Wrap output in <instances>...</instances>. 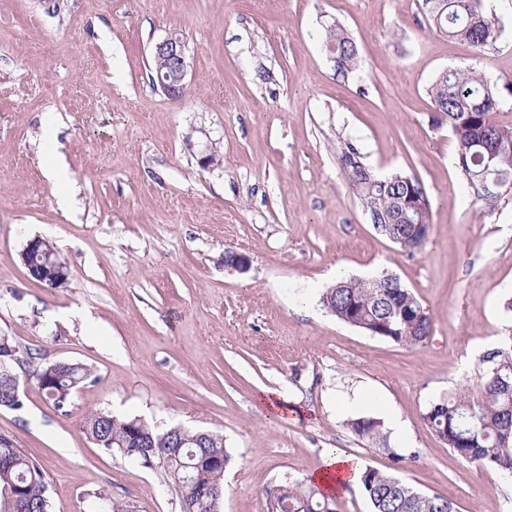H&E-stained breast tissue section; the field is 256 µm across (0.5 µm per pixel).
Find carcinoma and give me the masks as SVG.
Segmentation results:
<instances>
[{
	"mask_svg": "<svg viewBox=\"0 0 512 512\" xmlns=\"http://www.w3.org/2000/svg\"><path fill=\"white\" fill-rule=\"evenodd\" d=\"M431 27L469 44L476 50L495 39V19L482 10L481 0H424ZM325 47L333 51L336 68L349 74L360 67L355 42L346 30L336 26L326 35ZM436 112L447 122L456 145V165L471 190L480 182L484 148L500 150L498 170L504 179L500 197L512 193V127L494 120L500 89L474 69L448 68L428 88ZM348 189L364 202L369 212L389 219L399 216L405 205L420 197V181L400 172L375 175L358 151L346 146L339 156ZM328 313L346 323L356 317L371 325L382 337L408 347L424 345L432 332L430 315L414 320L422 309L419 299L403 285L395 286L386 276L349 278L336 282L320 298ZM13 364L0 366V408L18 410L21 398L11 394L7 373ZM93 372L80 362L51 372L41 369L36 381L45 397L57 401V393L72 392L91 379ZM424 420L458 456L486 463L506 477H512V336L480 358L474 378L456 391L429 403ZM361 440L387 442L384 423L360 416L347 422ZM84 432L101 448L120 454L144 467L156 465L172 488L183 490V512H219L224 491V470L200 463L203 454L220 455L229 463L224 436L208 431L201 435L181 425L160 429L140 418L118 419L108 411L88 413ZM17 489L16 512H52L47 484L40 465L17 448L12 439L0 435V497L5 485ZM371 512H455L447 498L422 493L394 475L366 467L359 474ZM207 490L210 496L201 498ZM277 495L266 503V512L288 505V512H337L336 500L327 498L311 484L289 477L265 490ZM98 512H137L127 503L115 502L106 494L96 495Z\"/></svg>",
	"mask_w": 512,
	"mask_h": 512,
	"instance_id": "1",
	"label": "carcinoma"
}]
</instances>
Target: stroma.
<instances>
[{
	"label": "stroma",
	"instance_id": "1",
	"mask_svg": "<svg viewBox=\"0 0 512 512\" xmlns=\"http://www.w3.org/2000/svg\"><path fill=\"white\" fill-rule=\"evenodd\" d=\"M482 50L432 29L423 0H0V336L32 357L24 407L0 435L45 471L53 512L96 493L137 512H182L159 469L91 443L89 412L223 434L220 512H265V490L304 481L332 448L448 498L456 512H512V484L466 460L424 420L512 331V194L477 200L428 94L450 67L512 83V0ZM343 26L361 68L342 75L325 36ZM188 49L187 88L152 81L168 32ZM54 143L70 180L48 176ZM353 145L379 174L424 185L430 226L415 252L378 234L337 157ZM215 154L217 165L200 159ZM69 207H60L59 195ZM50 239L70 275L30 278L27 241ZM247 255L240 272L225 252ZM389 272L429 312L406 347L320 303L337 278ZM61 360L93 377L55 407L33 374ZM288 405L267 415L262 390ZM398 419L395 463L349 418Z\"/></svg>",
	"mask_w": 512,
	"mask_h": 512
}]
</instances>
